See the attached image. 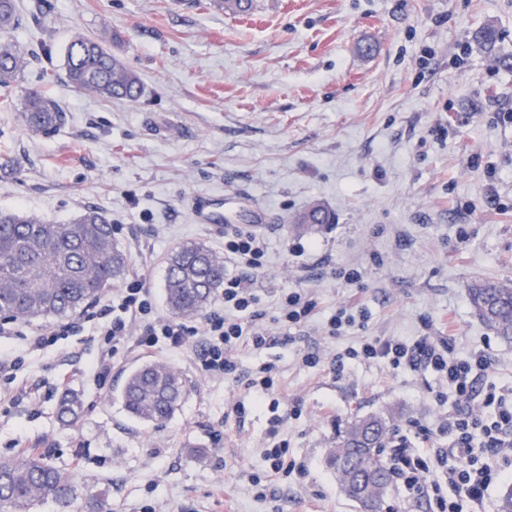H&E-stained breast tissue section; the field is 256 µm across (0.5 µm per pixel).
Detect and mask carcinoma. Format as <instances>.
<instances>
[{
  "label": "carcinoma",
  "mask_w": 512,
  "mask_h": 512,
  "mask_svg": "<svg viewBox=\"0 0 512 512\" xmlns=\"http://www.w3.org/2000/svg\"><path fill=\"white\" fill-rule=\"evenodd\" d=\"M41 24L39 16L24 17L17 0H0V110L21 113L32 130L49 133L63 120V109L40 87L18 98L16 85L29 61L19 33ZM69 83L104 100L136 101L141 95L138 75L103 42L76 32L64 49ZM329 216L312 206L299 218L306 227L326 224ZM127 272L124 253L114 241L111 220L88 208L66 224H55L28 213L0 212V315L15 320L62 317L80 310ZM224 286V260L201 244L182 245L167 258L165 298L177 317L205 310ZM475 313L498 337L512 343V284L478 280L468 288ZM189 387L169 366L143 362L123 382L121 400L134 419L156 424L171 419ZM57 417L74 424L79 400L64 395ZM389 425L381 416L355 418L345 427L330 453L344 491L365 512L382 508L393 495L391 456L386 453ZM76 472L29 453L0 459V512H33L51 503L56 512L76 508Z\"/></svg>",
  "instance_id": "1"
}]
</instances>
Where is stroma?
<instances>
[{
    "label": "stroma",
    "instance_id": "35a3bbf8",
    "mask_svg": "<svg viewBox=\"0 0 512 512\" xmlns=\"http://www.w3.org/2000/svg\"><path fill=\"white\" fill-rule=\"evenodd\" d=\"M43 2L45 31L20 36L35 59L19 87L53 71L48 92L65 119L36 134L19 113L0 112V156L19 163L0 170V211L56 223L103 212L129 273L165 318L169 253L187 242L222 250L220 229L198 222L194 201L222 202L231 224L262 208L268 252L254 285L269 306L279 289H307L316 325L290 348L242 351L241 369L279 357L285 399L302 408L279 436L310 476L277 478L270 497H257L251 479L264 468L271 414L225 419L245 384L203 375L201 336L179 349L120 352L99 386L96 337L72 336L27 359L16 381L36 390L0 401V458L26 444L76 470L79 512H99L103 496L112 512H362L327 464L339 431L380 415L394 439L415 422L435 426L448 406L432 373L356 363L339 376L330 364L337 351L451 331L456 356L489 347L491 379L512 382V343L468 297L473 280L512 282V69L497 63L512 57V0H254L247 16L192 0ZM487 27L498 33L490 49L474 40ZM77 30L137 73L138 101H107L68 82L64 48ZM492 188L504 208L487 207ZM314 203L332 223L298 229L295 217ZM350 267L361 268L359 284L336 277ZM354 300L370 312L365 328L323 335L320 322ZM309 348L322 358L312 369L300 363ZM149 358L190 384L159 426L131 419L118 396L125 371ZM66 390L83 402L75 427L55 413Z\"/></svg>",
    "mask_w": 512,
    "mask_h": 512
}]
</instances>
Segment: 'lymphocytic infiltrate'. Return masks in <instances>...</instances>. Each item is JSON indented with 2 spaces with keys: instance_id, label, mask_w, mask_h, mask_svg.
<instances>
[{
  "instance_id": "obj_1",
  "label": "lymphocytic infiltrate",
  "mask_w": 512,
  "mask_h": 512,
  "mask_svg": "<svg viewBox=\"0 0 512 512\" xmlns=\"http://www.w3.org/2000/svg\"><path fill=\"white\" fill-rule=\"evenodd\" d=\"M264 237L247 224L224 227V288L218 304L203 326L186 320L157 316L149 288L136 276L103 303L88 307L82 316L42 330L28 325L4 327L0 334L21 336L25 349L20 355L0 356V378L12 380L26 357L36 355L63 337L91 326L102 337L104 347L92 366L95 381L110 373L116 355L129 344L144 352L178 349L189 337L201 335L206 349L202 371L211 377H238V353L261 350L268 343L266 322L283 330L284 343H292L315 314L317 302L300 289L284 288L278 294L274 313H267L253 276L265 265ZM454 336H423L410 342L401 338H375L337 353L332 362L343 374L353 362H381L390 369L431 372L448 389L437 399L451 397V407L439 425L448 437L447 447H436L428 427L416 426L413 437H400L392 449L393 474L399 488L408 494L435 502L439 512H479L490 487L512 480V384L501 385L488 378L492 357L477 349L466 358L454 355ZM278 364L270 361L249 372L247 394L228 410L244 422L255 405L267 404L272 427L300 413L299 403L285 404L278 386ZM440 470L442 480L425 481L430 469Z\"/></svg>"
}]
</instances>
